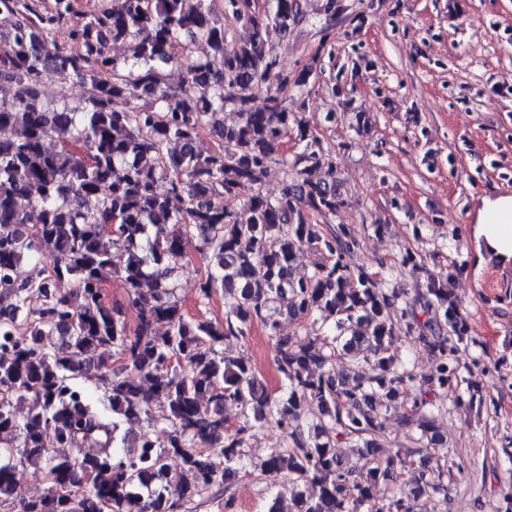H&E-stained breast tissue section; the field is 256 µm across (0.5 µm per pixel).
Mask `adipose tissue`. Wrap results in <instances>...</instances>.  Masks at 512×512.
<instances>
[{
    "mask_svg": "<svg viewBox=\"0 0 512 512\" xmlns=\"http://www.w3.org/2000/svg\"><path fill=\"white\" fill-rule=\"evenodd\" d=\"M475 232L488 255L504 263L512 261V195L484 197Z\"/></svg>",
    "mask_w": 512,
    "mask_h": 512,
    "instance_id": "adipose-tissue-1",
    "label": "adipose tissue"
}]
</instances>
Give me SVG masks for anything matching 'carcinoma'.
I'll list each match as a JSON object with an SVG mask.
<instances>
[{
    "label": "carcinoma",
    "instance_id": "cac0c4a2",
    "mask_svg": "<svg viewBox=\"0 0 512 512\" xmlns=\"http://www.w3.org/2000/svg\"><path fill=\"white\" fill-rule=\"evenodd\" d=\"M0 12L13 17L0 34V85L14 88L0 98V390L8 392L0 443L17 440L27 459L44 462L58 485L80 495L81 512H101L105 502L109 512H175L208 493L222 512H235L226 492L244 467L249 433L273 422L284 443L262 466L288 470L296 488L289 512H406L411 496L423 499L425 512H442L443 486L426 463L412 485L399 454L358 472L338 458L330 433L362 443L360 454L371 456L387 402L424 387L448 390L465 335L448 289L430 278L418 305L431 317L421 321L405 292L347 260L354 242L345 227L314 222L336 211L335 186L304 182L276 200L260 190L292 130L302 147L295 165L326 159L288 111L286 91L307 74L273 73L278 61L266 49L269 25L288 32L306 21L303 0H266L254 12L224 0L225 14L250 29L240 42L228 40L210 0H112L90 17L79 16L75 0H0ZM61 27L69 29L67 44L55 40ZM116 43L129 55L112 56ZM182 57L180 83L171 87L163 67ZM47 79L85 88L82 105L64 95L44 102ZM260 93L263 107H250ZM229 106L241 116L231 127L219 119ZM202 125L212 127L219 150L197 149ZM245 189L241 220L233 203ZM187 236L199 239L208 259L202 296L224 289L222 321L190 320L176 299ZM305 247L331 260L297 277ZM46 254L53 278L32 279L26 262ZM111 277L138 313L133 328L123 306L100 294ZM64 281L73 284L68 292L57 288ZM284 314L334 333L284 336ZM256 321L274 348L278 396L248 361L220 349ZM396 326L419 331L429 348L432 367L421 381L390 353ZM104 348L115 357L110 366L94 358ZM347 362L349 372L336 371ZM364 363L373 376L363 375ZM91 369L107 381L100 403L72 387ZM15 398L31 399L21 421ZM226 404L242 413L232 432L224 427ZM427 405L413 398L416 425L441 445ZM124 422L141 432L127 435ZM159 425L163 443L152 434ZM52 441L72 452L53 450ZM89 443L98 451H83ZM128 446L137 452H115ZM171 455L182 461L178 476L168 469ZM215 456L224 457V471ZM2 496L17 512H71L60 493L19 496L8 462H0Z\"/></svg>",
    "mask_w": 512,
    "mask_h": 512
}]
</instances>
